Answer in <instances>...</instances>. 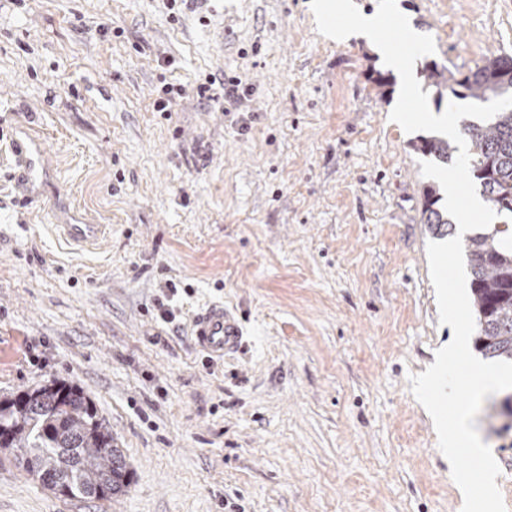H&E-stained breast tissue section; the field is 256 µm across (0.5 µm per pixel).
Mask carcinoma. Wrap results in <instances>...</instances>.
<instances>
[{"label": "carcinoma", "instance_id": "obj_1", "mask_svg": "<svg viewBox=\"0 0 512 512\" xmlns=\"http://www.w3.org/2000/svg\"><path fill=\"white\" fill-rule=\"evenodd\" d=\"M438 97L486 100L512 95L498 74L512 72V57L498 56L468 72L444 64L427 65ZM460 133L470 146L471 168L487 201L512 213V110L500 112L489 125L464 123ZM419 150L443 163L452 161L455 147L445 138L421 139ZM424 223L440 236L452 223L439 210V189L423 191ZM495 229L469 238L466 245L470 288L479 333L476 345L490 359L512 361V249L502 247ZM41 401L18 408L26 391L0 399V448L44 487L70 497L107 499L124 492L130 467L109 429L98 418L93 402L80 388L52 381L35 389Z\"/></svg>", "mask_w": 512, "mask_h": 512}]
</instances>
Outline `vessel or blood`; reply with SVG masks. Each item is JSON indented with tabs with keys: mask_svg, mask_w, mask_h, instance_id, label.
<instances>
[{
	"mask_svg": "<svg viewBox=\"0 0 512 512\" xmlns=\"http://www.w3.org/2000/svg\"><path fill=\"white\" fill-rule=\"evenodd\" d=\"M14 158V178L23 201L31 203L41 198L48 184L50 170L43 141L31 129L22 128L11 143ZM59 228L77 245L97 243L104 235L99 224H85L68 212L59 216ZM238 321L223 307L212 306L198 314L192 324L195 344L213 357L223 356L240 341Z\"/></svg>",
	"mask_w": 512,
	"mask_h": 512,
	"instance_id": "obj_1",
	"label": "vessel or blood"
}]
</instances>
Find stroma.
<instances>
[{
    "mask_svg": "<svg viewBox=\"0 0 512 512\" xmlns=\"http://www.w3.org/2000/svg\"><path fill=\"white\" fill-rule=\"evenodd\" d=\"M399 4L435 42L414 66L431 111L453 98L428 63L512 56V0ZM230 76L250 89L240 110L198 100ZM400 85L374 45L322 37L307 0H208L175 20L161 0H0V396L78 386L132 469L122 495L87 500L0 451V512H461L410 383L451 331L423 134L389 118ZM22 124L52 164L38 204L14 191ZM58 207L103 240L68 243ZM215 304L244 329L220 359L191 336ZM505 397L475 426L512 512ZM423 197L422 214L424 216V224H428L431 231L436 235L444 236L448 234V227H452V223L448 220V212L445 218L437 206L441 200L439 189L435 186H426L423 191Z\"/></svg>",
    "mask_w": 512,
    "mask_h": 512,
    "instance_id": "1",
    "label": "stroma"
}]
</instances>
